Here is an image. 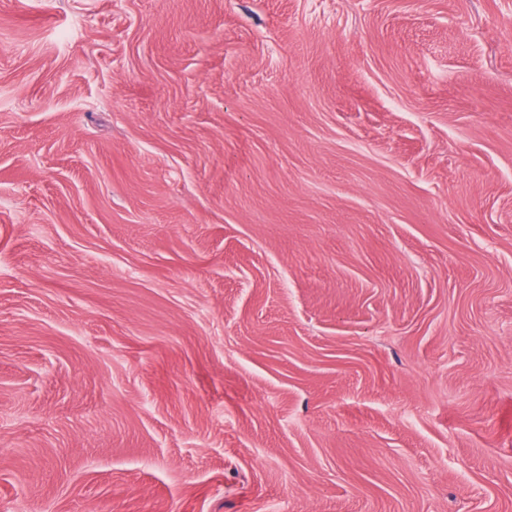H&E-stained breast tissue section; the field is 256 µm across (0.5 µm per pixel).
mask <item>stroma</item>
I'll return each instance as SVG.
<instances>
[{
  "instance_id": "1",
  "label": "stroma",
  "mask_w": 512,
  "mask_h": 512,
  "mask_svg": "<svg viewBox=\"0 0 512 512\" xmlns=\"http://www.w3.org/2000/svg\"><path fill=\"white\" fill-rule=\"evenodd\" d=\"M0 512H512V0H0Z\"/></svg>"
}]
</instances>
